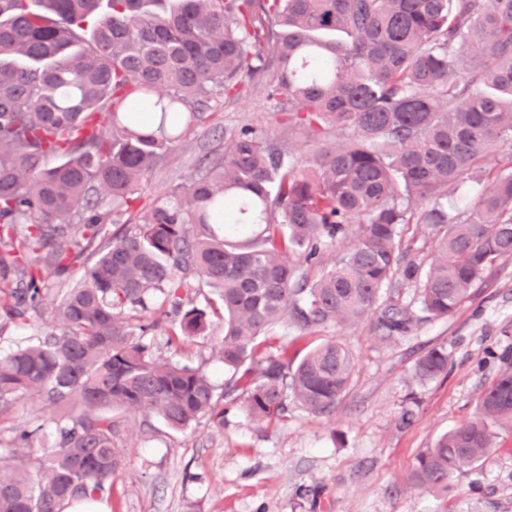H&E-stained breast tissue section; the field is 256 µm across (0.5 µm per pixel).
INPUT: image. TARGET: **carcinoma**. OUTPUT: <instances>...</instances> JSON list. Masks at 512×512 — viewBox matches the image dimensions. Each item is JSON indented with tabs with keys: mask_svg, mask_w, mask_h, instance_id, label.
<instances>
[{
	"mask_svg": "<svg viewBox=\"0 0 512 512\" xmlns=\"http://www.w3.org/2000/svg\"><path fill=\"white\" fill-rule=\"evenodd\" d=\"M463 57L480 64L459 67ZM256 83L288 132L333 145L297 157L245 126L224 153L121 222L146 175L204 126L216 94ZM149 114L150 127L142 118ZM512 145V0H0V281L8 324L39 315L62 285L59 327L0 354V512H65L112 494L122 470L112 411L155 415L175 430L224 424L236 392L257 422L284 419L288 399L328 416L354 357L336 339L291 366L256 339L287 320L300 331L361 319L384 288L419 281L428 318L452 315L486 269L512 258V170L490 172L466 218L448 188ZM262 226L236 243L214 228ZM112 239L104 241L107 225ZM435 235L428 266L400 252L399 226ZM314 280L307 265L349 235ZM198 278L222 307L216 356L239 375L219 392L199 368L156 356L135 324ZM170 330L193 338L212 320L174 298ZM420 321L390 304L382 339ZM448 370L431 348L415 376ZM37 397L28 431L1 417ZM512 422V365L478 398L477 416L417 457L410 483L431 491L488 457V421Z\"/></svg>",
	"mask_w": 512,
	"mask_h": 512,
	"instance_id": "carcinoma-1",
	"label": "carcinoma"
}]
</instances>
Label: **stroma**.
<instances>
[{
	"label": "stroma",
	"mask_w": 512,
	"mask_h": 512,
	"mask_svg": "<svg viewBox=\"0 0 512 512\" xmlns=\"http://www.w3.org/2000/svg\"><path fill=\"white\" fill-rule=\"evenodd\" d=\"M204 128L177 146L166 164L148 174L138 193L153 199L188 184L206 154L224 148V135L249 125L281 136L272 104L259 87L239 100H210ZM54 295L39 317L0 331V353L57 326ZM379 309L355 323L298 336L287 324L266 338L299 362L312 339L334 337L355 359L346 392L330 416L290 404L283 421L258 424L242 402L227 406L223 425L203 418L183 432L156 417L121 414L123 471L107 512H512V426L493 425L496 447L475 468L452 474L438 494L413 487L417 456L462 420L512 358V259L492 265L470 297L445 319L421 321L410 333L382 340ZM224 335L213 321L205 335L171 338L154 332L157 356L202 368L217 388L232 374L214 353ZM448 351V371L427 383L414 376L427 350Z\"/></svg>",
	"instance_id": "35a3bbf8"
}]
</instances>
